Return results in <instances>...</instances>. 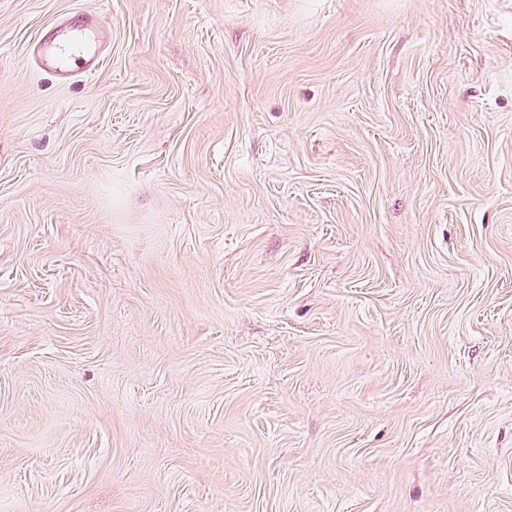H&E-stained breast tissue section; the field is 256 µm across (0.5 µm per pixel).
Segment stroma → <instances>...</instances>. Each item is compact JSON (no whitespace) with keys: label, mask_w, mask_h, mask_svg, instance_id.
<instances>
[{"label":"stroma","mask_w":512,"mask_h":512,"mask_svg":"<svg viewBox=\"0 0 512 512\" xmlns=\"http://www.w3.org/2000/svg\"><path fill=\"white\" fill-rule=\"evenodd\" d=\"M0 512H512V0H0ZM52 48L53 55H56L61 67H47L40 48L37 51L36 60L43 70L56 77L67 79L81 74H91L99 67V55L93 53L81 37L60 40Z\"/></svg>","instance_id":"stroma-1"}]
</instances>
